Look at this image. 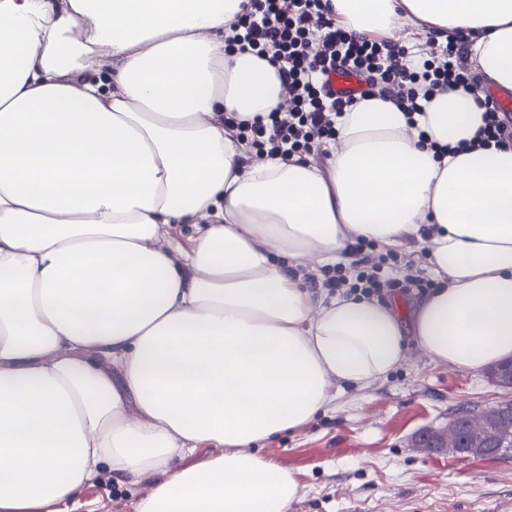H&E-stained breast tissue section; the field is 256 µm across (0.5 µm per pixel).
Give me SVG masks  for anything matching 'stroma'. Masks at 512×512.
Segmentation results:
<instances>
[{
  "label": "stroma",
  "instance_id": "1",
  "mask_svg": "<svg viewBox=\"0 0 512 512\" xmlns=\"http://www.w3.org/2000/svg\"><path fill=\"white\" fill-rule=\"evenodd\" d=\"M508 400L512 389L486 373L433 363L412 346L386 378L344 388L311 423L257 448L303 486L290 512H512V452L463 458L414 444L458 411ZM147 491L106 468L66 512H134Z\"/></svg>",
  "mask_w": 512,
  "mask_h": 512
}]
</instances>
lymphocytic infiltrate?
Segmentation results:
<instances>
[{
  "label": "lymphocytic infiltrate",
  "instance_id": "f902f5d3",
  "mask_svg": "<svg viewBox=\"0 0 512 512\" xmlns=\"http://www.w3.org/2000/svg\"><path fill=\"white\" fill-rule=\"evenodd\" d=\"M229 43L271 56L286 83L292 108L271 113L269 123L240 128L258 153L299 156L317 142L333 138L335 117L355 96H369L378 82L394 85L407 112L421 111L422 95L454 85L475 83L455 69L448 56L419 62L405 47L382 40L357 38L337 27L325 0H251L233 26ZM347 71L364 79L360 93H336L329 76ZM485 124L474 138L485 146L512 145V113H499L490 98L480 99Z\"/></svg>",
  "mask_w": 512,
  "mask_h": 512
}]
</instances>
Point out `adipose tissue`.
<instances>
[{
  "label": "adipose tissue",
  "instance_id": "adipose-tissue-1",
  "mask_svg": "<svg viewBox=\"0 0 512 512\" xmlns=\"http://www.w3.org/2000/svg\"><path fill=\"white\" fill-rule=\"evenodd\" d=\"M247 2L0 0V512L105 465L148 483L136 512H289L301 485L253 443L385 378L406 336L470 373L512 358V147H467L473 94L409 117L379 90L323 158L255 155L224 116L286 92L226 44ZM329 6L355 35L464 45L512 90V0ZM364 240L426 247L411 313L324 291Z\"/></svg>",
  "mask_w": 512,
  "mask_h": 512
}]
</instances>
